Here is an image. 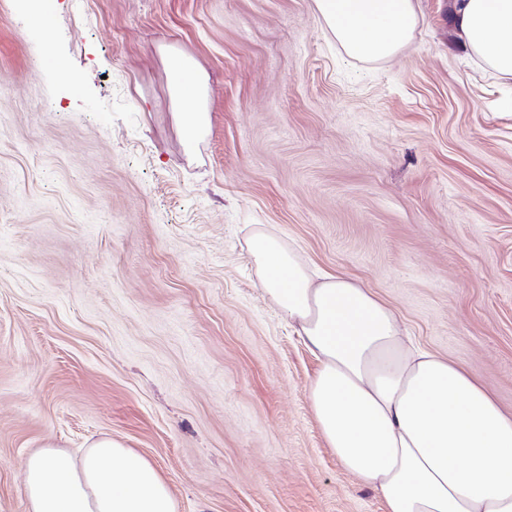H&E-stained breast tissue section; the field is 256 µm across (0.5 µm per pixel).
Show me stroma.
<instances>
[{"label":"stroma","instance_id":"obj_1","mask_svg":"<svg viewBox=\"0 0 512 512\" xmlns=\"http://www.w3.org/2000/svg\"><path fill=\"white\" fill-rule=\"evenodd\" d=\"M448 2L359 61L314 0H0V512H27V453L105 437L177 512H385L318 427L260 233L512 413V79ZM171 52L206 83L191 149Z\"/></svg>","mask_w":512,"mask_h":512}]
</instances>
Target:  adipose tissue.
<instances>
[{
    "label": "adipose tissue",
    "instance_id": "obj_1",
    "mask_svg": "<svg viewBox=\"0 0 512 512\" xmlns=\"http://www.w3.org/2000/svg\"><path fill=\"white\" fill-rule=\"evenodd\" d=\"M348 57H394L418 23L414 0H315ZM459 45L512 78V0H449ZM171 93L185 145L205 135L197 66L171 56ZM262 287L320 362L309 387L337 459L376 491L386 512H512V414L467 368L411 345L393 310L342 275L313 277L293 249L260 234L251 245ZM29 512H176L144 457L102 438L78 453L45 446L21 463Z\"/></svg>",
    "mask_w": 512,
    "mask_h": 512
}]
</instances>
